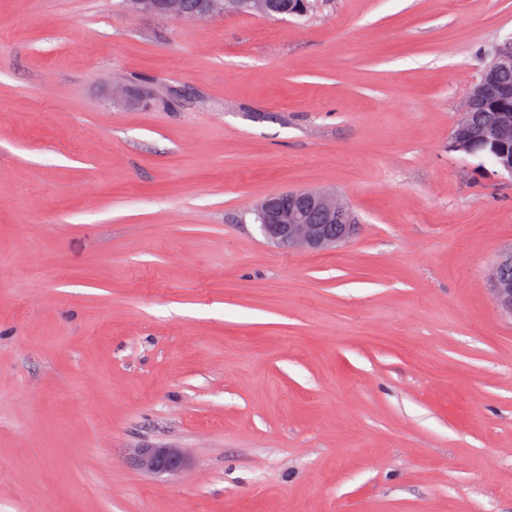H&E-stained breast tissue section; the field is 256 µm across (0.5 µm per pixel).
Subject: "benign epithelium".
<instances>
[{"label":"benign epithelium","mask_w":512,"mask_h":512,"mask_svg":"<svg viewBox=\"0 0 512 512\" xmlns=\"http://www.w3.org/2000/svg\"><path fill=\"white\" fill-rule=\"evenodd\" d=\"M138 12L167 15L183 14L204 19L224 10L222 0H126ZM249 8L281 17L298 16L301 10L292 0H250ZM492 65L484 69L482 81L471 88L467 110L475 112L493 99L512 103V36L495 46ZM512 138V115L501 113L492 121L481 123L468 118L454 128L450 148L455 152L470 150L476 141L496 151ZM256 218L267 241L282 247H304L311 252L334 248L352 238L358 224L353 211L330 192L295 189L266 196L259 203ZM491 294L495 305L512 318V251L499 257L491 275ZM137 465L151 473H174L184 466L176 448L149 446L138 450Z\"/></svg>","instance_id":"obj_1"}]
</instances>
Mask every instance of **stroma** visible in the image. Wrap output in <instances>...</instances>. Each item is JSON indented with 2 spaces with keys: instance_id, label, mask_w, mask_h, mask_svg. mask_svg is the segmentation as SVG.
I'll list each match as a JSON object with an SVG mask.
<instances>
[{
  "instance_id": "1",
  "label": "stroma",
  "mask_w": 512,
  "mask_h": 512,
  "mask_svg": "<svg viewBox=\"0 0 512 512\" xmlns=\"http://www.w3.org/2000/svg\"><path fill=\"white\" fill-rule=\"evenodd\" d=\"M511 36L512 0H0V512H512V179L448 148ZM298 188L357 234L269 243ZM130 3L133 8L138 12H148L153 14L167 15L172 13L183 14L187 18L204 19L213 15L216 11L220 10L224 14L234 13H249L254 14L252 11H257L262 14L269 12L276 13L285 18L287 16H299L301 10L293 0H248L250 1L249 8L246 10L247 4L245 0L235 1L233 6L234 12L224 10L227 0H125ZM187 1H195L189 8ZM222 2V3H221ZM224 2V3H223ZM189 13V14H187ZM220 13V14H221ZM256 218L267 241L282 247L321 252L348 241L358 224L353 211L330 192L295 189L266 196ZM491 286L495 305L512 318V251L496 261L492 270ZM136 462L140 469L151 473H174L184 466L180 451L164 446L139 448Z\"/></svg>"
}]
</instances>
